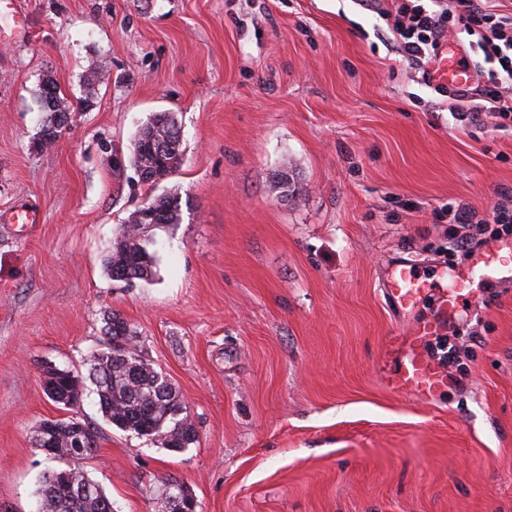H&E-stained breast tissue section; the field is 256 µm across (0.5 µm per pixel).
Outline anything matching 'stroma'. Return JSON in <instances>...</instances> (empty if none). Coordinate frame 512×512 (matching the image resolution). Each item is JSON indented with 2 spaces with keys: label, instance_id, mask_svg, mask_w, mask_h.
<instances>
[{
  "label": "stroma",
  "instance_id": "stroma-1",
  "mask_svg": "<svg viewBox=\"0 0 512 512\" xmlns=\"http://www.w3.org/2000/svg\"><path fill=\"white\" fill-rule=\"evenodd\" d=\"M21 2L26 37H0V512H39L57 463L32 436L69 416L97 432L80 467L114 512H166V479L197 512H512V283L464 304L453 387L424 403L383 381L389 336L466 266L441 208L482 218L512 190V119L435 110L376 34L389 0ZM48 80L69 120L40 148ZM158 112L184 162L144 182L130 155ZM168 193L155 276L113 281L119 226ZM399 257L430 284L408 315L381 286ZM112 311L182 396L190 448L110 427L92 388L73 410L45 394L44 364L86 376Z\"/></svg>",
  "mask_w": 512,
  "mask_h": 512
}]
</instances>
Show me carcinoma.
Returning a JSON list of instances; mask_svg holds the SVG:
<instances>
[{
	"label": "carcinoma",
	"instance_id": "cac0c4a2",
	"mask_svg": "<svg viewBox=\"0 0 512 512\" xmlns=\"http://www.w3.org/2000/svg\"><path fill=\"white\" fill-rule=\"evenodd\" d=\"M40 100L51 118L40 130L39 140L55 141L60 133V115L68 108L62 106L58 87L52 81L43 83ZM183 162L180 130L174 117L166 112L153 117L143 128V137L135 141L131 163L135 171L161 180L177 171ZM154 218L141 217V209L134 210L122 225L113 244L112 255L106 262L112 280L130 282L149 280L154 275L155 259L148 250L153 242L149 232L169 224L180 223L179 198L163 195L148 203ZM102 333L106 347L94 353L89 360L86 379L95 387L99 410L104 420L113 427L132 432L172 451H182L195 442V430L183 400L167 376L138 351L136 331L119 314L112 312L104 318ZM45 373L67 389L83 379L72 372L49 367ZM77 419H59L51 430L37 428L36 446H42L41 437L54 441L59 454L57 461L65 464L59 473L66 481L49 475L41 481L42 512H114L112 500L93 482L76 463L90 456L97 441L93 428H88L92 446L80 457L68 456V447ZM89 484L90 496H72L65 482Z\"/></svg>",
	"mask_w": 512,
	"mask_h": 512
}]
</instances>
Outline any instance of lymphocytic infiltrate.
<instances>
[{
  "mask_svg": "<svg viewBox=\"0 0 512 512\" xmlns=\"http://www.w3.org/2000/svg\"><path fill=\"white\" fill-rule=\"evenodd\" d=\"M386 29L403 57L416 65L438 58L449 28L477 37L487 62L476 69L477 97L466 91L448 95L449 112H482L497 118L512 116V13H500L492 0H444L430 10L422 0H391L384 14ZM443 214L457 227L451 242L463 257H470L489 241L512 237V195L503 194L492 207L487 221L465 205L450 206Z\"/></svg>",
  "mask_w": 512,
  "mask_h": 512,
  "instance_id": "f902f5d3",
  "label": "lymphocytic infiltrate"
}]
</instances>
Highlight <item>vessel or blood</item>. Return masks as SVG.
<instances>
[{"label":"vessel or blood","mask_w":512,"mask_h":512,"mask_svg":"<svg viewBox=\"0 0 512 512\" xmlns=\"http://www.w3.org/2000/svg\"><path fill=\"white\" fill-rule=\"evenodd\" d=\"M0 19L12 22L13 35L25 33L26 24L18 7V0H0ZM472 81V70L463 64L457 52L448 54V83L461 88ZM512 253V242H493L477 250L464 274L458 275L451 288L441 290L433 304L432 313L419 320L410 331L395 332L387 353L394 367L386 377V384L395 393L418 397L430 402L451 385L447 371L432 363L424 354L431 336L453 328L459 313L458 299L467 295L471 300L482 299V286L494 274L503 254ZM390 305L399 312L412 310L425 288L414 263L399 259L392 263L383 284Z\"/></svg>","instance_id":"b4317fda"}]
</instances>
